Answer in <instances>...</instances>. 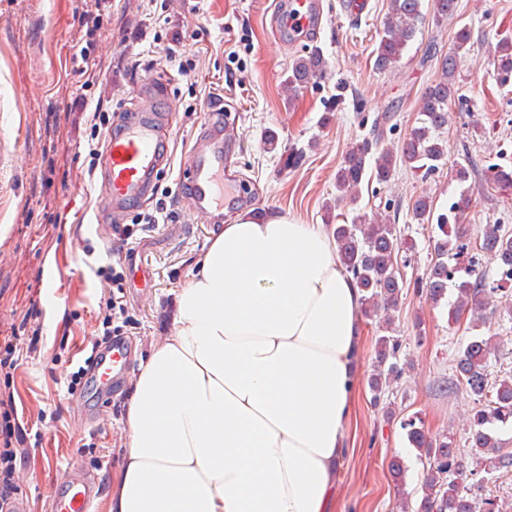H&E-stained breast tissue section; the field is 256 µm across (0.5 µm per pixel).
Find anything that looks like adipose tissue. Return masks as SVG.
I'll list each match as a JSON object with an SVG mask.
<instances>
[{"label":"adipose tissue","mask_w":512,"mask_h":512,"mask_svg":"<svg viewBox=\"0 0 512 512\" xmlns=\"http://www.w3.org/2000/svg\"><path fill=\"white\" fill-rule=\"evenodd\" d=\"M359 308L329 225H224L132 381L108 512H335Z\"/></svg>","instance_id":"obj_1"}]
</instances>
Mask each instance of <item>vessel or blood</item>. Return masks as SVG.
Segmentation results:
<instances>
[{
    "instance_id": "obj_1",
    "label": "vessel or blood",
    "mask_w": 512,
    "mask_h": 512,
    "mask_svg": "<svg viewBox=\"0 0 512 512\" xmlns=\"http://www.w3.org/2000/svg\"><path fill=\"white\" fill-rule=\"evenodd\" d=\"M278 34L288 39L313 30L321 22L318 0H280ZM175 118L174 107L143 111L128 109L119 129L109 133L103 153V204L97 224L111 223L149 197L168 164V141ZM230 120L208 124L194 141L183 165L184 195L189 209L206 224L224 220V155L236 145ZM131 360V345L113 337L92 368L97 393L109 394L122 379ZM94 481L85 472H71L50 512H94Z\"/></svg>"
}]
</instances>
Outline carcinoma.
Here are the masks:
<instances>
[{
    "label": "carcinoma",
    "instance_id": "1",
    "mask_svg": "<svg viewBox=\"0 0 512 512\" xmlns=\"http://www.w3.org/2000/svg\"><path fill=\"white\" fill-rule=\"evenodd\" d=\"M456 9L457 0H431V11L438 21L454 15ZM423 17V0H390L375 50L378 69L390 70L400 62ZM471 39L467 25L455 32L452 46L441 61V77L426 88L422 97L418 126L402 141L398 153L380 149L378 142L369 139L350 146L336 172V191L341 196L353 195L368 176L379 183L388 182L398 163L412 172L427 175L445 161L446 145L437 132L448 123V104L458 92V61L470 50ZM493 59L497 61L500 83L511 82L512 41L501 39ZM324 68L325 60L318 50L295 59L288 75V90L298 94ZM486 177L489 183L504 191L512 189V168L490 165ZM472 208L473 198L467 188L453 198L446 213L434 214L433 205L424 197L415 201L414 217L430 223L431 248L425 279L417 280L415 286L426 289L435 304L446 297L448 289L455 290L456 300L449 310V319L459 323L467 317L468 328L479 330L501 314L498 292L512 284V233L500 224H488L476 240H471L466 218ZM332 231L340 265L359 290L362 315L371 319L385 312L382 328L391 330L390 312L397 307L405 288L398 257L415 250L412 239L396 224L372 221L364 216L356 217L353 224H334ZM471 243L475 250L492 253L497 258L495 285L487 284L476 256L463 262L464 251ZM507 339V335L472 336L455 359L457 383L477 401L468 424L470 457L458 452L450 436L431 434L421 418L412 416L401 422L409 447L419 452L424 488L411 510L406 508V498L398 500L401 512H502L496 500L481 498L479 491L484 481L481 473L512 467V450L503 448L499 438L500 429H512V379L493 380L490 372L492 360ZM400 350V337L389 334L377 337L369 388L373 405L383 406L387 416L392 411L386 406L385 394L411 368L408 360H400Z\"/></svg>",
    "mask_w": 512,
    "mask_h": 512
}]
</instances>
